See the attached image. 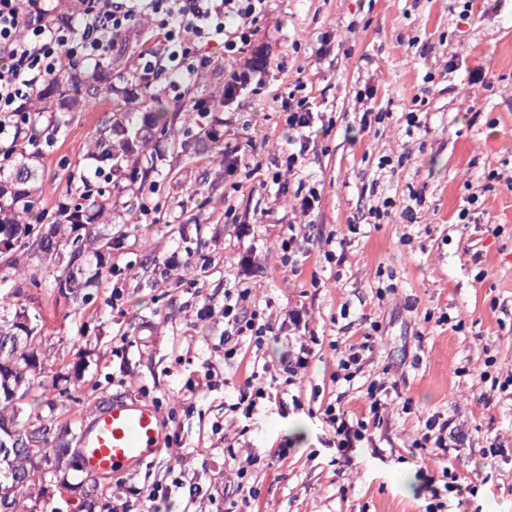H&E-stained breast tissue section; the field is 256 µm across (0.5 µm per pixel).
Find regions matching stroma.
<instances>
[{"label":"stroma","mask_w":512,"mask_h":512,"mask_svg":"<svg viewBox=\"0 0 512 512\" xmlns=\"http://www.w3.org/2000/svg\"><path fill=\"white\" fill-rule=\"evenodd\" d=\"M268 0L247 55L260 81L230 88L238 60L214 50L212 66L186 97L224 121V157L212 151L168 155L155 193L132 200L113 186V230L123 245L116 265L126 278L103 289L84 307L55 308L49 295L37 304L51 360L86 359L81 381H67L85 412L109 398H141L176 408L180 444L166 447L140 472L101 482L92 512H112L113 500L138 501L170 472L183 486L159 512H224L237 500L224 479V446L238 461L253 459L248 474L258 491L250 512H424L430 492L420 462L404 451L419 438L427 417L451 418L460 440L452 462L476 495L449 497L450 512H512V393L499 384L512 377V0ZM307 79L323 114L314 126L315 147L299 176L270 183L275 159L286 144L278 99L295 80ZM372 90L374 100L363 99ZM224 91L223 104L212 102ZM389 112L383 124L361 130L368 106ZM112 108L103 94L74 113L61 131L45 130L42 164L50 184L41 205L53 209L72 166L93 174L87 150ZM415 113L420 125L409 128ZM403 157L398 173L379 169L383 156ZM502 181L485 193L489 171ZM305 186L320 193L313 213L302 216ZM424 202L412 221L376 219L382 198ZM478 194L476 221L455 215L469 194ZM236 208L224 221L223 199ZM164 202L159 222L146 223L143 205ZM172 224H197L202 250L215 261L171 270L167 286L153 283L152 262L177 247ZM295 231L311 254L301 276L279 261V241ZM342 254L340 264L315 262L319 252ZM319 287H312V278ZM252 288L272 320L300 310L319 336L301 382L291 392L300 406L274 401L245 420L225 406L226 385L240 372L224 363L225 289ZM121 300H113V291ZM214 307L213 316L201 313ZM448 313L459 330L437 326ZM376 321L374 347L351 382H335L339 358L360 339L364 320ZM212 369L215 390L202 389L194 407L181 411L184 386L202 363ZM397 384L410 411L391 404L375 432L376 447L360 445L353 463L336 461L334 437L321 413L341 399L349 415L368 410L370 382ZM507 452L484 455L492 437ZM286 456H278V449ZM69 469L33 492L39 512H75L67 484L84 480Z\"/></svg>","instance_id":"1"}]
</instances>
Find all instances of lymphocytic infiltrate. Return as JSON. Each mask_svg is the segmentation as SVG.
I'll list each match as a JSON object with an SVG mask.
<instances>
[{
    "label": "lymphocytic infiltrate",
    "mask_w": 512,
    "mask_h": 512,
    "mask_svg": "<svg viewBox=\"0 0 512 512\" xmlns=\"http://www.w3.org/2000/svg\"><path fill=\"white\" fill-rule=\"evenodd\" d=\"M265 7L266 0H75L68 21L60 22L56 19L57 0H0V156L10 149L12 131L21 118V103L31 89L74 65L101 62L111 47L125 40L137 13L151 12L156 24L129 57L131 85L180 99L191 80L211 65L212 47L222 48L230 57L246 52L254 42L256 23ZM230 15L239 20L232 29L224 24ZM281 107L288 128L285 168L293 175L302 169L312 145L317 104L307 82L296 81ZM280 338L289 343L279 376L286 388L300 383L315 354L318 337L309 334L299 310H289L276 324L253 302L251 289L225 291V364H237L242 345L259 350ZM396 392L392 385L371 384L367 392L369 411L355 419L340 402L327 403L322 416L340 455H347L361 442H373V431ZM273 397L272 389L260 382L258 371L248 369L235 402L227 409L248 419ZM455 437L449 421L433 415L413 443L426 460L419 469L430 490L425 512H448L449 495L474 491L448 457V442Z\"/></svg>",
    "instance_id": "lymphocytic-infiltrate-1"
}]
</instances>
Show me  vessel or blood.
Returning <instances> with one entry per match:
<instances>
[{
  "mask_svg": "<svg viewBox=\"0 0 512 512\" xmlns=\"http://www.w3.org/2000/svg\"><path fill=\"white\" fill-rule=\"evenodd\" d=\"M165 428L159 409L139 400H116L80 423L77 453L91 478L125 475L161 453Z\"/></svg>",
  "mask_w": 512,
  "mask_h": 512,
  "instance_id": "vessel-or-blood-1",
  "label": "vessel or blood"
}]
</instances>
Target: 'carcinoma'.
<instances>
[{"label": "carcinoma", "instance_id": "1", "mask_svg": "<svg viewBox=\"0 0 512 512\" xmlns=\"http://www.w3.org/2000/svg\"><path fill=\"white\" fill-rule=\"evenodd\" d=\"M123 58L119 51L96 67L67 70L34 89L13 131L11 159L0 165V442L7 443V450L0 451V512H23L36 484L70 466L61 454L48 451L54 440L56 447H68L56 435L58 416L32 407L58 386L45 365L41 313L25 304L27 289L39 295L48 290L55 303L82 307L121 273L112 264V251L121 242L112 230H102L112 225V189L92 188L76 166L70 178L84 183V194L80 202L60 200L66 220L46 225L45 214L34 215L46 187L38 137L43 126L59 129L68 124L67 113L85 109L111 81L112 63ZM185 111H170L148 90L124 91L122 103L97 129L88 155L107 180L127 176L128 190L138 194L153 186L166 161L157 143L164 141L188 157L201 143L220 148L222 122L216 118L183 129L180 138L174 135Z\"/></svg>", "mask_w": 512, "mask_h": 512}]
</instances>
